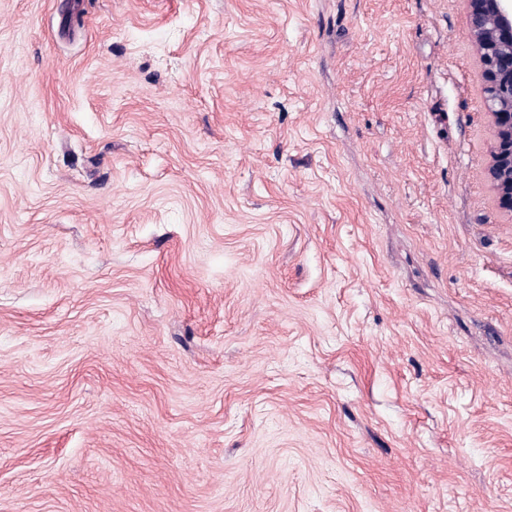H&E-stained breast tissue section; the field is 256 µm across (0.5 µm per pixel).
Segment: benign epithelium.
<instances>
[{"instance_id": "7a95c632", "label": "benign epithelium", "mask_w": 512, "mask_h": 512, "mask_svg": "<svg viewBox=\"0 0 512 512\" xmlns=\"http://www.w3.org/2000/svg\"><path fill=\"white\" fill-rule=\"evenodd\" d=\"M469 27L484 68L496 128L488 176L500 207L512 212V0H468Z\"/></svg>"}]
</instances>
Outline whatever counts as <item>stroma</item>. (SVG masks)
Here are the masks:
<instances>
[{"label": "stroma", "mask_w": 512, "mask_h": 512, "mask_svg": "<svg viewBox=\"0 0 512 512\" xmlns=\"http://www.w3.org/2000/svg\"><path fill=\"white\" fill-rule=\"evenodd\" d=\"M468 14L0 0V512H512Z\"/></svg>", "instance_id": "stroma-1"}]
</instances>
